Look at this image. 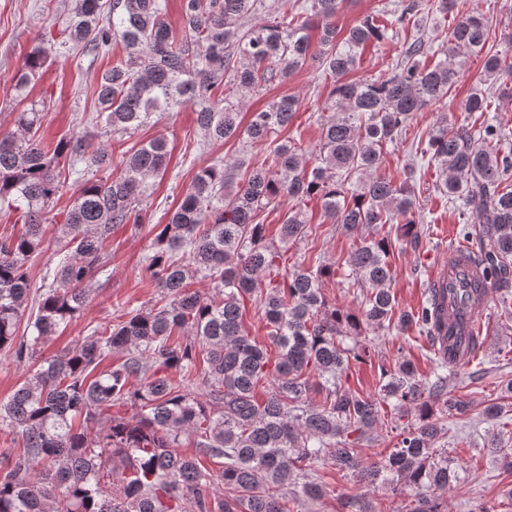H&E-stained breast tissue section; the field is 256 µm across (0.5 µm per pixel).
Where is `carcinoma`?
<instances>
[{
    "mask_svg": "<svg viewBox=\"0 0 512 512\" xmlns=\"http://www.w3.org/2000/svg\"><path fill=\"white\" fill-rule=\"evenodd\" d=\"M73 2L63 29L71 47L97 57L117 40L127 49L96 79L100 112L114 131L191 106L205 140L244 135L264 145L292 123L298 99L284 95L252 112L242 130V101H230L231 94L280 83L311 58L331 78L330 115L318 150L277 144L242 183L235 162L201 169L159 225L144 266L165 304L131 310L43 359L45 342L87 306L112 230L140 223L137 206L148 179L165 171L168 151L164 139H153L123 159L118 176L82 183L57 239L52 281L27 323L30 335L20 338L30 304L28 261L42 244L45 211L62 191L61 165L80 175L75 162L85 144L72 137L44 146L43 101L17 113L19 135H0V210L19 213L26 231L0 237V350L13 351L20 364L41 363L0 399V427L23 443L0 456V512H293L289 488L313 502L327 495L319 464L372 486L403 481L418 490L408 512H445L440 494L462 473L436 443L448 434V417L471 411L470 401L448 392L453 350L436 354L432 382L404 356L392 368L379 364L378 398L351 389L347 376L369 356V335L378 330L414 327L433 344L442 336L436 289L420 307L402 309L390 288L394 243H416L421 233L410 178L397 182L380 169L384 147L401 139L415 113L446 100L460 68L487 47L488 21L457 0H438L439 11H454L456 19L436 48L420 33L419 0L385 5L344 36L335 24L343 0H272L267 20L251 29L242 20L264 0H182L177 39L166 0ZM408 26L417 33L391 73L347 79L367 45ZM57 54L50 40L30 49L14 77L17 98L27 99L29 84ZM438 54L443 59L428 63ZM485 70L512 76V56L487 54ZM462 109L470 121L450 127L442 117L420 141V155L440 172L437 190L482 224L472 238L475 260L505 306L512 295V129L490 114L485 88L472 90ZM284 196L299 207L281 224V242L309 236L301 204L316 197L353 241L343 262L282 268L261 212ZM178 253L185 261L173 259ZM336 275L341 285H368L358 312L327 308L323 279ZM198 276L213 282L214 298L188 288ZM256 293L273 356L243 325L240 301ZM114 351L124 359L98 370ZM316 391L319 402L311 400ZM116 404L136 414H109ZM381 423L397 442L367 465L362 454ZM184 436L194 453L179 450ZM205 459L220 460L219 472L207 470ZM216 483L224 485L222 498L211 492Z\"/></svg>",
    "mask_w": 512,
    "mask_h": 512,
    "instance_id": "1",
    "label": "carcinoma"
}]
</instances>
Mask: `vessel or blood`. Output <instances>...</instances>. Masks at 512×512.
<instances>
[{
	"label": "vessel or blood",
	"instance_id": "1",
	"mask_svg": "<svg viewBox=\"0 0 512 512\" xmlns=\"http://www.w3.org/2000/svg\"><path fill=\"white\" fill-rule=\"evenodd\" d=\"M479 275L480 269L473 262L471 248L465 243L450 247L447 262L439 264L432 274V285L439 289L455 323L453 341L460 349L457 362L461 365L470 359L467 350L470 337L481 333L476 315L489 305L491 296L483 294L478 304L465 307L459 304L458 294L460 289L470 287Z\"/></svg>",
	"mask_w": 512,
	"mask_h": 512
}]
</instances>
